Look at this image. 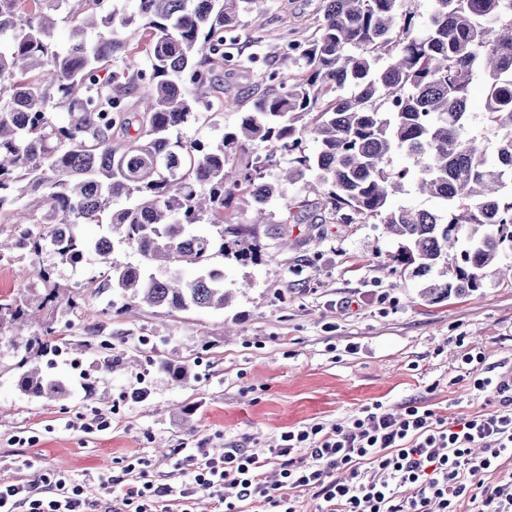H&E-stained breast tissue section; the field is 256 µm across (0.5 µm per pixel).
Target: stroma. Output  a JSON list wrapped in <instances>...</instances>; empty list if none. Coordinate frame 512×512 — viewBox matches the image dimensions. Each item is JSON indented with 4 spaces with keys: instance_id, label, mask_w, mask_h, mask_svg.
I'll return each mask as SVG.
<instances>
[{
    "instance_id": "1",
    "label": "stroma",
    "mask_w": 512,
    "mask_h": 512,
    "mask_svg": "<svg viewBox=\"0 0 512 512\" xmlns=\"http://www.w3.org/2000/svg\"><path fill=\"white\" fill-rule=\"evenodd\" d=\"M326 0H257L242 15L243 57L257 55L270 68L298 75L301 60L288 42L315 36ZM214 106L184 125L185 141L218 144L237 130L260 98L277 91L246 62L224 69ZM314 175L284 183L256 224L246 203L236 223L258 244L259 260L217 257L224 286L234 298L222 310L167 314L130 305L110 291L94 292L104 267L88 255L77 264L54 251L39 256L9 247L12 229L0 225V297L16 296L41 270L76 291L78 310H49L63 341L79 350L94 398L70 388L61 400L35 399L16 387L23 348L0 339V482L33 479L20 460L41 470L79 478L103 472L124 476L135 459L158 483L173 480L179 448L206 441L218 451L234 443L274 448L294 426L347 422L363 407L381 403L393 415L419 402L437 417L487 413L496 393L473 389L474 379L512 373V277L488 269L481 285L463 296L428 301L424 280L397 261L398 238L380 224H342L321 200ZM303 201L300 223H288V205ZM112 338L111 370L97 367L99 349L84 348L96 332ZM482 353V362L461 361ZM188 365V383L173 382L160 361ZM151 390L142 403L123 401L138 383ZM107 411L110 425L86 433L68 423Z\"/></svg>"
}]
</instances>
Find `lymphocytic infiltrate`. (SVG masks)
<instances>
[{
	"mask_svg": "<svg viewBox=\"0 0 512 512\" xmlns=\"http://www.w3.org/2000/svg\"><path fill=\"white\" fill-rule=\"evenodd\" d=\"M473 387L501 394L499 408L449 424L418 402L397 417L376 403L345 424L288 429L279 447L261 453L233 444L217 453L190 449L176 459L171 484L122 485L102 475L87 482L46 473L33 481L0 483V512H83L91 484L125 512H155L166 497L176 512H194L202 495L224 512H241L244 501L261 512H295L302 492L322 499V512H430L433 504L437 512H457L459 502L476 490L486 512H512V497L482 482L485 473L499 468L502 454L512 453V382L485 377ZM304 451L311 463H303ZM273 464L279 473L270 483L265 473ZM228 486L237 491L235 501L224 499ZM403 487L410 497H400Z\"/></svg>",
	"mask_w": 512,
	"mask_h": 512,
	"instance_id": "f902f5d3",
	"label": "lymphocytic infiltrate"
}]
</instances>
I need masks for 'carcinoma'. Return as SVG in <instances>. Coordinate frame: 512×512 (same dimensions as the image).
I'll list each match as a JSON object with an SVG mask.
<instances>
[{"label": "carcinoma", "instance_id": "cac0c4a2", "mask_svg": "<svg viewBox=\"0 0 512 512\" xmlns=\"http://www.w3.org/2000/svg\"><path fill=\"white\" fill-rule=\"evenodd\" d=\"M132 15L105 13L103 0H0V213L11 191L35 195L53 223L34 231V213L13 209L12 246L38 255L50 248L75 262L90 253L106 266L102 287L130 303L169 313L222 310L229 299L215 255L246 262L257 245L232 222L235 204L265 212L277 193L259 166L229 165V150L264 142L288 155L290 182L316 172L323 206L340 223H379L404 241L399 262L430 277L424 297L461 296L512 252V0H431L419 19L405 0H328L325 23L288 53L305 62L298 77L266 73L279 92L260 99L221 143H186L174 132L210 104L220 69L242 38L240 15L255 0H136ZM73 22L71 47L43 41L48 12ZM148 35L130 47L134 20ZM89 28H101L97 42ZM484 87V133L471 128L470 104ZM61 94L65 122L47 116ZM318 114L300 127L305 113ZM311 133L318 151L300 150ZM401 154L406 163L389 167ZM405 192L439 203L434 211L390 205ZM127 205L110 210L112 202ZM87 240L81 224L103 225ZM209 220L215 230L198 229ZM140 257L112 262L115 245ZM460 257L448 275V249ZM195 268L186 280L181 268ZM51 288L35 304L0 299V336L23 333L49 306L77 307L68 289ZM53 323L24 341L18 389L33 398L65 394L38 358L55 349Z\"/></svg>", "mask_w": 512, "mask_h": 512}]
</instances>
